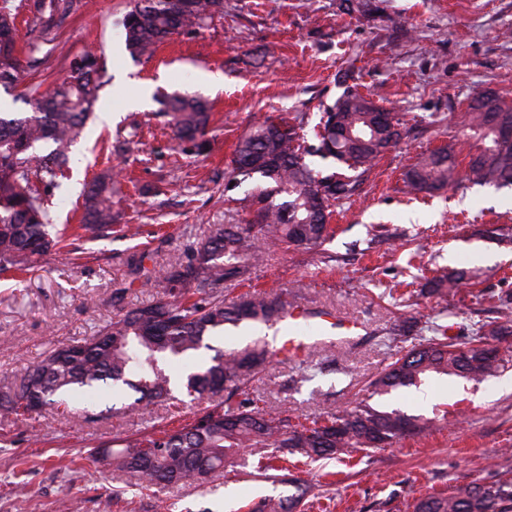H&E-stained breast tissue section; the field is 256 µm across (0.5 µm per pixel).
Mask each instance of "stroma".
I'll return each mask as SVG.
<instances>
[{
	"mask_svg": "<svg viewBox=\"0 0 512 512\" xmlns=\"http://www.w3.org/2000/svg\"><path fill=\"white\" fill-rule=\"evenodd\" d=\"M127 0H82L42 46L25 83L50 87L67 72L65 53L101 52L106 83L77 146L68 179L53 191V220L76 224L80 194L104 173L118 181V214L107 239L71 236L36 258L29 272L0 274V376L36 365L59 344L97 335L120 308L149 302L155 273L210 225L237 224L243 187L225 189L237 139L282 113L316 124L348 86L403 115L400 144L369 173L358 195L337 203L319 248H267L252 275L262 290H285L290 305L358 320L361 339L321 338L299 358L274 357L247 387L290 417L323 415L363 402L436 420L432 430L386 448L314 464L299 456L266 475L224 469L213 489L146 490L94 447L178 426L187 402L98 414L75 407L18 420L0 409V512H248L304 480L309 512H409L414 498L485 482L512 469V362L481 384L430 373L388 394L369 382L410 349L434 320L467 342L490 298L512 292V189L461 183L410 198L404 172L422 153L466 141L460 118L481 85L512 101V0H371L346 12L342 0H224V13L192 34L173 36L151 58L131 56L121 19ZM402 15L407 24L392 27ZM189 91L209 102L207 153L190 156L172 138L162 102ZM138 226L136 238L122 228ZM143 259L141 272L125 260ZM467 269L466 288L427 295L426 282Z\"/></svg>",
	"mask_w": 512,
	"mask_h": 512,
	"instance_id": "35a3bbf8",
	"label": "stroma"
}]
</instances>
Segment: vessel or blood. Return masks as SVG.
Wrapping results in <instances>:
<instances>
[{
    "instance_id": "obj_1",
    "label": "vessel or blood",
    "mask_w": 512,
    "mask_h": 512,
    "mask_svg": "<svg viewBox=\"0 0 512 512\" xmlns=\"http://www.w3.org/2000/svg\"><path fill=\"white\" fill-rule=\"evenodd\" d=\"M285 320L288 332L280 336L275 347L276 354L285 358L302 356L313 337L333 331L350 340L358 337L364 328L363 323L345 322L330 312L315 313L301 306L290 308Z\"/></svg>"
}]
</instances>
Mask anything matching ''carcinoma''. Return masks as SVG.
<instances>
[{
  "instance_id": "1",
  "label": "carcinoma",
  "mask_w": 512,
  "mask_h": 512,
  "mask_svg": "<svg viewBox=\"0 0 512 512\" xmlns=\"http://www.w3.org/2000/svg\"><path fill=\"white\" fill-rule=\"evenodd\" d=\"M81 0H34L39 31L21 57L16 49L15 14L0 7V87L17 84L26 69L36 66L34 54L57 40V29L76 12ZM224 9V0H130L121 25L127 49L134 56L151 55L175 34L192 33ZM105 68L95 52L83 51L70 61L67 77L51 90L26 86L30 112L0 111V273L26 271L33 258L61 241L51 216V190L66 177L72 148L94 113ZM335 104L317 124L316 143L301 150L303 123L267 118L236 143L228 182L255 185L236 199L252 214L245 224H215L193 244L190 255L170 260L158 272L160 291L152 301L126 309L98 335L77 344L54 348L36 366L0 379V406L20 419L24 402L38 400L48 408L70 405L101 392L112 399H133L148 407L157 402H182L179 395L202 400L222 391L241 392L249 379L269 362V344L257 339L241 349L218 351L210 362L186 376L174 378L167 365L210 348L205 340L243 322L272 327L288 312V301L277 290L246 292L224 299V282L245 281L263 264L261 242L294 250L313 249L329 236V207L351 198L377 160L402 138L403 119L391 115L393 131L367 111L370 98L346 85ZM168 124L178 145L195 153L208 148L209 121L204 99L189 93L165 102ZM460 124L485 141L470 155L465 177L473 184L512 187V140L497 131L512 125V106L487 89L472 90ZM330 160L337 169L315 171L304 154ZM456 145L421 156L402 178L410 194L433 193L459 181ZM112 178L100 176L81 203L83 223L77 229L93 237L112 234ZM468 274L456 270L436 280L439 287L457 290ZM448 326L393 360L370 385L388 393L418 383L428 373L453 374L479 382L503 366L498 347L489 339L512 336V318L499 316L484 323L469 342L448 341ZM431 422L398 411L383 412L356 404L294 421L249 397L219 403L173 430L140 437L115 438L112 464L147 487L203 484L208 477L236 463L240 450L254 448L260 467L275 468L280 453L310 460L330 458L347 449L384 448L429 429ZM304 497L296 492L268 497L251 512H294ZM412 512H512V477L505 474L483 484H463L447 493L417 499Z\"/></svg>"
}]
</instances>
